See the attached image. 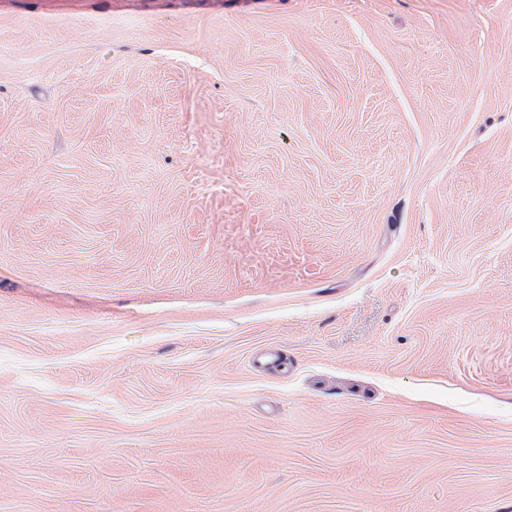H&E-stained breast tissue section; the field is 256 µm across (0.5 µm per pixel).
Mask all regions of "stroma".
Listing matches in <instances>:
<instances>
[{"mask_svg": "<svg viewBox=\"0 0 512 512\" xmlns=\"http://www.w3.org/2000/svg\"><path fill=\"white\" fill-rule=\"evenodd\" d=\"M0 512H512V0H0Z\"/></svg>", "mask_w": 512, "mask_h": 512, "instance_id": "1", "label": "stroma"}]
</instances>
